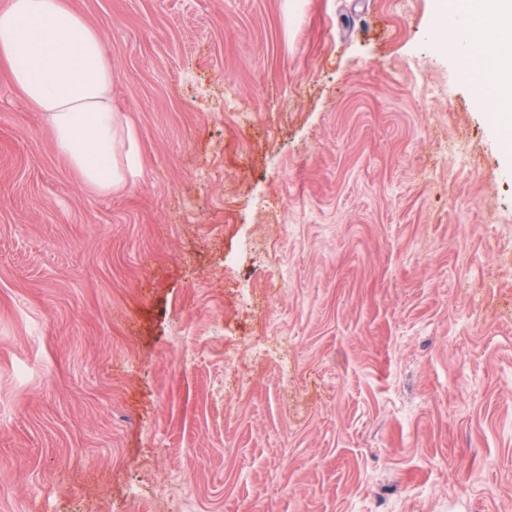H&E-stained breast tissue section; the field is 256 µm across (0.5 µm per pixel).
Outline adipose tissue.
Listing matches in <instances>:
<instances>
[{
    "label": "adipose tissue",
    "mask_w": 512,
    "mask_h": 512,
    "mask_svg": "<svg viewBox=\"0 0 512 512\" xmlns=\"http://www.w3.org/2000/svg\"><path fill=\"white\" fill-rule=\"evenodd\" d=\"M436 19L492 124L511 131L512 0H438ZM0 61L87 185L108 194L136 183L138 138L112 107L105 43L67 0H9L0 9Z\"/></svg>",
    "instance_id": "adipose-tissue-1"
}]
</instances>
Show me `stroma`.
<instances>
[{
  "mask_svg": "<svg viewBox=\"0 0 512 512\" xmlns=\"http://www.w3.org/2000/svg\"><path fill=\"white\" fill-rule=\"evenodd\" d=\"M69 4L143 175L0 65V512H512V159L434 0Z\"/></svg>",
  "mask_w": 512,
  "mask_h": 512,
  "instance_id": "1",
  "label": "stroma"
}]
</instances>
